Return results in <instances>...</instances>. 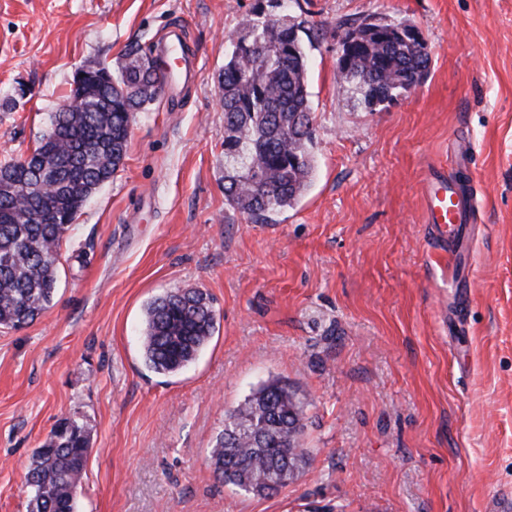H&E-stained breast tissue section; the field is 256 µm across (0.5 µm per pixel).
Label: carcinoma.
Here are the masks:
<instances>
[{"instance_id": "carcinoma-1", "label": "carcinoma", "mask_w": 512, "mask_h": 512, "mask_svg": "<svg viewBox=\"0 0 512 512\" xmlns=\"http://www.w3.org/2000/svg\"><path fill=\"white\" fill-rule=\"evenodd\" d=\"M232 39L218 74L224 105V196L257 224L291 206L312 174L301 118L312 114L306 21L288 0H269ZM337 79L369 110L420 84L430 66L427 44L412 25L369 17L348 30ZM133 49L112 82L86 79L53 112L49 127L24 159L0 165V326L32 323L53 301L60 244L86 201L118 171L134 113L161 92L154 68L139 87L128 78ZM216 311L199 289L171 291L145 310L141 336L151 371L176 374L191 364L216 328ZM307 403L272 380L228 413L233 435L221 433L210 451L215 476L257 496L294 481L306 465L301 437ZM90 451L86 430L62 421L36 451L25 481L30 512H77V490Z\"/></svg>"}]
</instances>
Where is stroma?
<instances>
[{"label": "stroma", "mask_w": 512, "mask_h": 512, "mask_svg": "<svg viewBox=\"0 0 512 512\" xmlns=\"http://www.w3.org/2000/svg\"><path fill=\"white\" fill-rule=\"evenodd\" d=\"M256 0H0V164L35 148L76 71L182 28L197 78L135 114L127 152L60 247L52 306L0 328V512L64 420L90 434L78 512H492L512 498V0H291L308 46V186L273 223L224 198L218 73ZM415 26L431 63L397 101L336 78L365 18ZM467 149L468 168L452 165ZM476 188L469 304L422 189ZM209 293L216 332L173 376L146 367L145 305ZM281 379L307 402L299 477L259 497L216 479L229 411Z\"/></svg>", "instance_id": "35a3bbf8"}]
</instances>
